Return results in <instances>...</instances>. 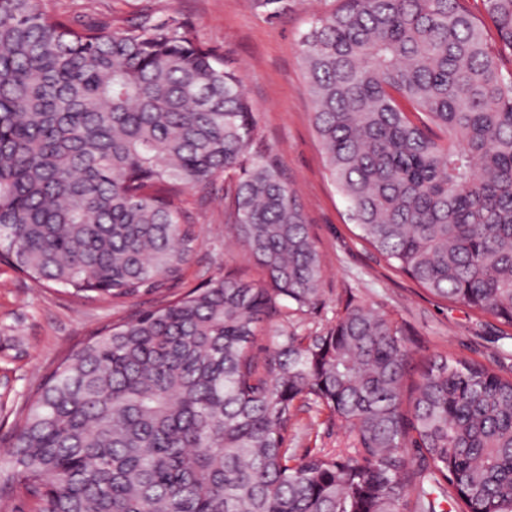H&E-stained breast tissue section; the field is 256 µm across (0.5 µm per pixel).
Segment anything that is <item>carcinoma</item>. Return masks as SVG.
I'll list each match as a JSON object with an SVG mask.
<instances>
[{
	"label": "carcinoma",
	"mask_w": 512,
	"mask_h": 512,
	"mask_svg": "<svg viewBox=\"0 0 512 512\" xmlns=\"http://www.w3.org/2000/svg\"><path fill=\"white\" fill-rule=\"evenodd\" d=\"M339 0L300 39L326 170L359 237L420 287L512 328V0ZM262 271L104 327L20 414L0 493L36 512H512V377L413 353L349 301L318 336L322 259L260 147L238 71L175 20L79 27L0 0V262L81 300L182 279L201 201ZM279 324L266 355L264 327ZM355 441L301 458L308 403Z\"/></svg>",
	"instance_id": "1"
}]
</instances>
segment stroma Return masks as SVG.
Masks as SVG:
<instances>
[{"mask_svg": "<svg viewBox=\"0 0 512 512\" xmlns=\"http://www.w3.org/2000/svg\"><path fill=\"white\" fill-rule=\"evenodd\" d=\"M336 0H41L42 9L71 23L94 21L128 28L140 21L176 20L196 39L224 55L241 73L258 122L261 146L278 158L297 188L323 263V292L295 323L299 333L320 332L336 321L346 301L387 311L402 326L416 362L437 352L479 361L512 375V330L466 306L437 297L395 271L360 240L346 204L324 166L303 88L299 39L310 20ZM199 247L173 291L146 294L117 305L99 298L76 302L57 287L0 264V457L18 412L40 383L102 327L132 311L164 304L218 272L258 277L241 244L227 235L224 194L203 203L188 196ZM296 456L315 448L341 453L349 432L312 406L299 414L288 438Z\"/></svg>", "mask_w": 512, "mask_h": 512, "instance_id": "1", "label": "stroma"}]
</instances>
